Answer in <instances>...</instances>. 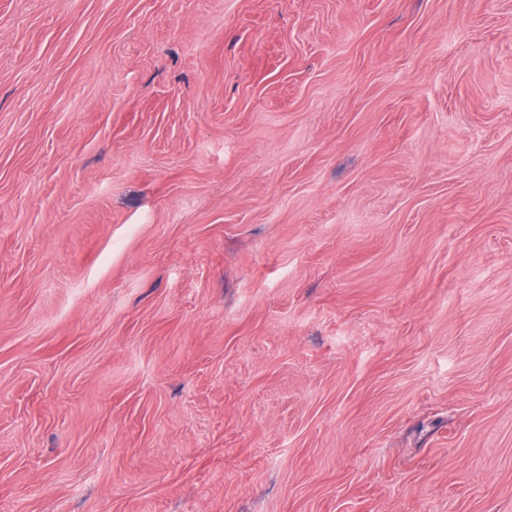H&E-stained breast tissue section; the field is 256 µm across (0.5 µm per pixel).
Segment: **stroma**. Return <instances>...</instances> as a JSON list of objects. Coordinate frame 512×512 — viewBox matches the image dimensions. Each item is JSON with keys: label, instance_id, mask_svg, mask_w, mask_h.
Segmentation results:
<instances>
[{"label": "stroma", "instance_id": "35a3bbf8", "mask_svg": "<svg viewBox=\"0 0 512 512\" xmlns=\"http://www.w3.org/2000/svg\"><path fill=\"white\" fill-rule=\"evenodd\" d=\"M0 512H512V0H0Z\"/></svg>", "mask_w": 512, "mask_h": 512}]
</instances>
